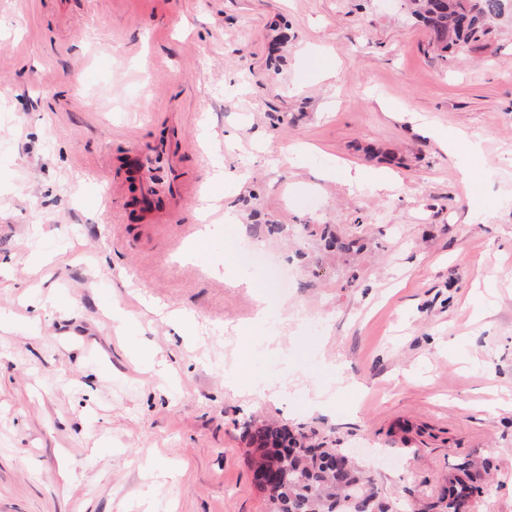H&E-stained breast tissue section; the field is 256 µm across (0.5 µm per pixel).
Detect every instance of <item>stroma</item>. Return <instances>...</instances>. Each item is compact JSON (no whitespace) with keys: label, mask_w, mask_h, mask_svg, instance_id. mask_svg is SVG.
<instances>
[{"label":"stroma","mask_w":512,"mask_h":512,"mask_svg":"<svg viewBox=\"0 0 512 512\" xmlns=\"http://www.w3.org/2000/svg\"><path fill=\"white\" fill-rule=\"evenodd\" d=\"M205 192L238 221L200 259ZM510 395L512 27L443 54L385 0H0V512H268L265 420L407 512L488 460L465 510L512 512ZM450 151L460 159L465 168L462 171L464 175L481 165L480 150L474 142L469 141L466 137H459L453 141L450 145Z\"/></svg>","instance_id":"stroma-1"}]
</instances>
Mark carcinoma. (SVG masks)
I'll use <instances>...</instances> for the list:
<instances>
[{
	"label": "carcinoma",
	"instance_id": "carcinoma-1",
	"mask_svg": "<svg viewBox=\"0 0 512 512\" xmlns=\"http://www.w3.org/2000/svg\"><path fill=\"white\" fill-rule=\"evenodd\" d=\"M405 2L443 51L488 34L498 21H512V0ZM261 435L275 451L260 452L252 464L263 466L266 458L273 457L285 475L280 491L267 497L270 512H394L354 462L337 460L343 455L341 449L307 446L274 424L263 425ZM470 468L471 463H464L462 475L449 481L448 512H461L475 490Z\"/></svg>",
	"mask_w": 512,
	"mask_h": 512
}]
</instances>
